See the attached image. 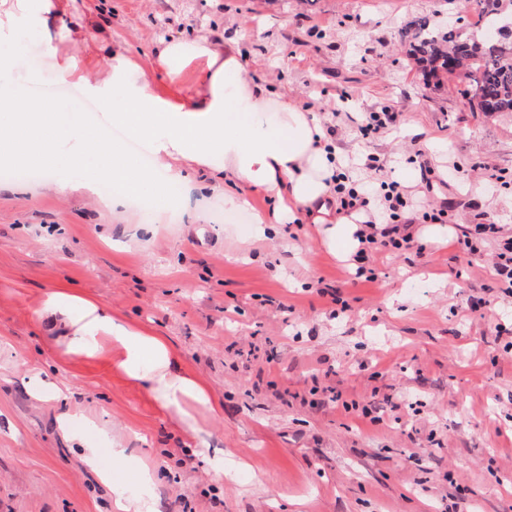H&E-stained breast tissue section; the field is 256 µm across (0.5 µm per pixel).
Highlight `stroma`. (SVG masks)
<instances>
[{
    "mask_svg": "<svg viewBox=\"0 0 512 512\" xmlns=\"http://www.w3.org/2000/svg\"><path fill=\"white\" fill-rule=\"evenodd\" d=\"M417 15L447 22L448 4L110 0L80 47L53 54L29 34L40 82L17 70L0 85L84 112L81 90L61 86L63 56L102 76L110 35L149 68L162 38L234 34L249 73L315 106L337 145L379 156L390 176L418 174L423 150L445 184L413 204L447 203L452 236L470 224L511 233L512 187L490 176L512 173V114L473 111L458 78L424 81L401 41ZM385 105L397 126L362 138L364 113ZM41 173H0V341L14 352L0 366V512H114L111 489L82 462L95 448L111 467L110 446L84 421L82 442L63 437L57 384L114 436L137 431L131 447L159 469L160 512H443L456 486L475 512H512V332H496L512 323V300L489 290L492 249L379 254L368 282L325 251L314 225L256 236L254 211L274 207L265 195L230 223L223 191L180 188L166 210L132 204L128 222L101 191L80 189L81 168ZM62 283L170 339L223 405L203 442L109 362H58L37 311ZM354 403L376 407L380 422L356 418ZM218 450L231 472L221 482L208 464Z\"/></svg>",
    "mask_w": 512,
    "mask_h": 512,
    "instance_id": "stroma-1",
    "label": "stroma"
}]
</instances>
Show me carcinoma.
<instances>
[{
	"instance_id": "cac0c4a2",
	"label": "carcinoma",
	"mask_w": 512,
	"mask_h": 512,
	"mask_svg": "<svg viewBox=\"0 0 512 512\" xmlns=\"http://www.w3.org/2000/svg\"><path fill=\"white\" fill-rule=\"evenodd\" d=\"M478 13L484 29L499 30L512 17V0H448ZM407 55L424 73L439 79L455 75L474 90L472 109L486 114H512V35L491 40L483 29L436 27L427 16H416L406 26Z\"/></svg>"
}]
</instances>
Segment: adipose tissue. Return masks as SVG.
I'll list each match as a JSON object with an SVG mask.
<instances>
[{
	"label": "adipose tissue",
	"mask_w": 512,
	"mask_h": 512,
	"mask_svg": "<svg viewBox=\"0 0 512 512\" xmlns=\"http://www.w3.org/2000/svg\"><path fill=\"white\" fill-rule=\"evenodd\" d=\"M73 2L0 0V42L12 45L10 53L0 54V73L24 64V32L43 34L50 46L58 41L79 45L84 23H64ZM107 51L112 70L103 78L82 74L69 58L60 65L64 79L77 80L84 94L104 107L107 124L58 111L49 100L31 101L24 89H17L8 101H0L1 164L53 160L85 166L86 155L93 154L99 162L85 166L86 187L109 180L133 197L150 193L163 208L168 204L167 184L190 177L177 165L183 159L217 184L238 186V193L225 198L230 206L248 205L241 193L245 187L276 199L272 212L255 213L258 231L300 219L315 225L321 245L332 255L346 259L357 251L356 233L366 215L337 214L333 186L337 172L361 180L364 171L345 169L343 151L312 108L248 74L236 40L202 35L160 41L149 70L140 54L121 40L110 41ZM194 63L199 73L187 90L180 77ZM113 126L124 131V138L111 137ZM130 140L151 147L165 180H156L128 152ZM38 317L54 334L60 363L112 361L129 384L176 417L187 438L201 439L204 432L197 411L220 412L209 385L185 367L168 337L114 316L109 305L61 285L46 293ZM112 460L124 469V477H113L105 469L98 476L111 488L117 512H157L155 470L119 441ZM132 479L142 485V494H130Z\"/></svg>",
	"instance_id": "ef3b65f1"
}]
</instances>
